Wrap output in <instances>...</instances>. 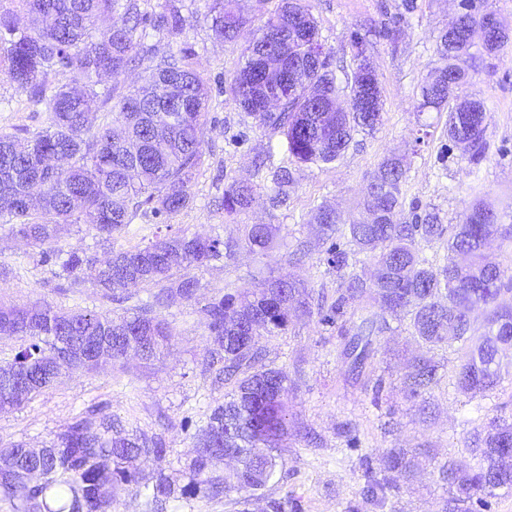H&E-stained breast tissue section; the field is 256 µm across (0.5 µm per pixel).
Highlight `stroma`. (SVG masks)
Returning a JSON list of instances; mask_svg holds the SVG:
<instances>
[{"label": "stroma", "mask_w": 512, "mask_h": 512, "mask_svg": "<svg viewBox=\"0 0 512 512\" xmlns=\"http://www.w3.org/2000/svg\"><path fill=\"white\" fill-rule=\"evenodd\" d=\"M306 2L334 72L354 68L353 40L365 37L379 80L381 124L371 134L356 135L335 164L297 168L288 207L272 209L261 202L228 218L220 206L225 186L246 179L266 187L269 171L258 167L257 159L271 149L275 164L285 165L288 151L280 134L259 128L228 92L242 63L245 39L217 41L206 18L207 0H182L183 40L211 87V123L202 136L204 163L190 185L189 207L158 219L137 213L124 232L109 240L87 225L66 224L51 247L63 255L78 252L102 261L111 252L146 245L159 234L225 237L236 225L255 223L275 225L278 243L262 254L243 248L235 260H215L195 270L200 284L196 300H178L160 312L175 338L159 359L131 357L120 364L64 369L24 407L0 410V445L51 447L70 423L100 408L126 433L163 437L166 457L141 464L142 485H153L159 472L185 466L196 431L228 390L218 369L206 365L213 345L201 305L277 278L303 282L313 295H335L340 280L327 262L328 244L319 225L311 223V212L325 204L336 209L342 222L357 218L358 204L387 157H403L408 165L401 220H408L417 206L438 209L444 224H455L468 205L481 200L500 211L503 224L512 225V39L490 56L482 46L473 49L479 72L464 91L481 98L490 115L486 154L474 165L449 141L446 113L418 109L421 83L441 65L437 38L455 18L459 0H415L410 11L402 0ZM388 28L395 37L385 36ZM43 116V106L33 104L27 93L0 82V132H35ZM425 123L430 135L416 143ZM300 244L305 247L301 254L296 251ZM149 294L148 287H133L125 302H111L90 284L75 281L61 264L42 263L37 248L0 230L1 303L40 302L116 319L138 313ZM255 341L266 364L288 377L290 416L282 451L286 476L258 491L252 512H271L274 500L286 503L285 512H445L448 488L440 482L436 464L452 459L472 467L468 444L474 431L496 415L512 421V348L502 354L510 373L501 386L468 397L455 388L456 352L445 345L426 348L406 319L391 320L389 330L374 342L369 370L358 375L343 357L336 331L314 316L292 318L283 334L259 331ZM423 354L440 362V380L424 399L413 401L403 379L410 363ZM375 376L384 381L377 397L372 394ZM348 429L358 437V448L348 447ZM393 448L417 452L418 470L401 481L399 491L366 500L361 494L366 468H380L382 456Z\"/></svg>", "instance_id": "35a3bbf8"}]
</instances>
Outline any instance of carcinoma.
<instances>
[{"label":"carcinoma","mask_w":512,"mask_h":512,"mask_svg":"<svg viewBox=\"0 0 512 512\" xmlns=\"http://www.w3.org/2000/svg\"><path fill=\"white\" fill-rule=\"evenodd\" d=\"M460 34L444 32L437 52L446 65L430 71L420 86L423 109L448 110V139L466 144L477 164L486 152L489 115L484 102L459 99V86L478 73L469 41L489 13L461 0ZM28 18L30 27L20 26ZM207 18L215 37L233 42L247 18L238 0H209ZM165 32L178 48L148 66L141 82L114 100L126 70L153 53L144 45L147 27ZM184 17L173 0L152 17L138 0H0V76L45 103L40 130L21 138L0 132V227L39 249L42 262L56 256L42 248L62 224H87L112 237L146 208L156 216L175 214L191 203L190 184L203 162L201 134L209 120L211 90L197 69L191 49L180 45ZM321 50L319 30L302 0H279L256 36L247 41L244 63L229 86L238 106L259 126L284 136L289 155L300 165H331L358 131L370 132L380 112H335L340 92L380 96L379 84L363 83L365 40L353 41L356 66L345 85L336 83L329 59L307 62L308 45ZM61 74L66 82L47 94L45 78ZM112 79L113 86L103 84ZM280 88L282 103L266 109L270 92ZM112 103V120L98 124L97 102ZM407 169L399 158H386L374 173L360 202V218L347 224L348 242L369 255L365 281L345 277L349 253L337 242L340 215L324 205L314 209L313 223L330 242L327 262L340 273L336 297L313 303L304 284L288 279L257 283L236 294L214 298L201 307L216 350L209 365L223 364L224 382L232 385L223 404L214 407L196 435L194 455L181 474H162L152 486V501L161 508L171 499H215L244 490H262L283 470L280 442L288 434L286 374L264 363L263 351L248 338L253 329L278 334L288 329V305L303 316L318 315L319 324L338 327L344 356L360 372L371 357L373 340L388 329L387 318L410 315L415 334L434 347L458 343L456 384L464 393L495 389L503 376L498 359L502 345H512V302L503 295L505 271L488 261L487 241L512 230L485 223L491 206L477 201L459 224H442L438 211L414 214L399 222ZM292 169L277 168L271 186L261 193L251 182L233 181L224 189L222 206L231 217L264 200L286 207ZM448 237L447 255L435 268L421 244ZM272 224H242L226 238L186 234L157 236L143 247L112 253L100 262L71 253L63 262L111 300L132 285L155 288L132 318L112 319L95 311L62 312L48 304L1 305L3 314L23 319L3 322L0 337L18 342L14 362L0 369V409L20 408L47 389L62 367L81 365L74 349L88 336L121 340L108 360L122 362L134 354L157 359L171 344L173 331L156 310L176 299L196 298L199 281L186 277L168 285L175 269L202 268L232 258L246 247L266 251L276 243ZM483 306L488 316L480 336L471 311ZM439 364L420 356L404 380L407 395L419 398L439 382ZM29 381L27 396L8 393L14 377ZM476 465L463 470L452 462L438 466L448 486L450 512L470 503L488 508V498L512 492V422L496 416L470 440ZM159 436L122 434L112 417L97 422L73 421L50 449L23 443L0 448V502L11 512H112L110 490L139 486V464L166 457ZM228 456L237 467L216 475L213 462ZM415 456L391 451L383 475L367 470L364 496L376 499L412 476Z\"/></svg>","instance_id":"1"}]
</instances>
